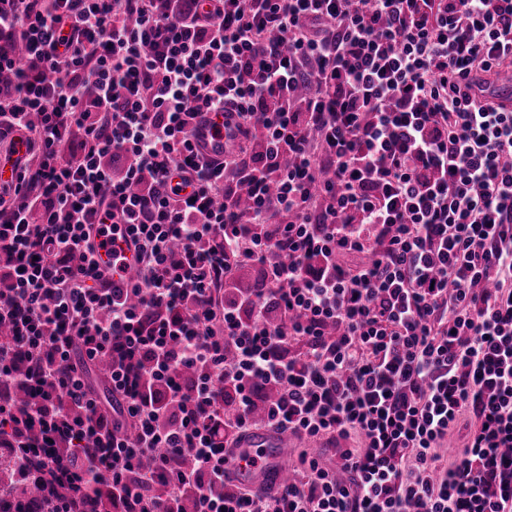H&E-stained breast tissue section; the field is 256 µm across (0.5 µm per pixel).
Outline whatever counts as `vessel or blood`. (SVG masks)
I'll return each mask as SVG.
<instances>
[{
  "label": "vessel or blood",
  "mask_w": 512,
  "mask_h": 512,
  "mask_svg": "<svg viewBox=\"0 0 512 512\" xmlns=\"http://www.w3.org/2000/svg\"><path fill=\"white\" fill-rule=\"evenodd\" d=\"M217 118L209 112L195 122L194 141L197 149L209 157H222L228 147L223 131L217 130ZM96 258L104 273L125 270L133 273L135 251L127 244H113L111 235L96 240ZM292 437L267 428L252 431L239 447L226 449L224 475L235 484L258 491L283 489L288 474V450Z\"/></svg>",
  "instance_id": "obj_1"
}]
</instances>
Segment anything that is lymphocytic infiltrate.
<instances>
[{
	"mask_svg": "<svg viewBox=\"0 0 512 512\" xmlns=\"http://www.w3.org/2000/svg\"><path fill=\"white\" fill-rule=\"evenodd\" d=\"M507 70L512 0H0V141L32 149L0 182V411L26 392L43 494L512 512ZM205 111L237 150L195 151ZM103 224L132 288L99 268ZM261 427L337 467L231 484ZM108 231L104 236L96 239V258L100 268L106 275H111L112 270L124 269L126 277L130 278L136 266L135 251L132 245L119 242L118 246H112V224H104ZM114 249V250H113Z\"/></svg>",
	"mask_w": 512,
	"mask_h": 512,
	"instance_id": "1",
	"label": "lymphocytic infiltrate"
}]
</instances>
